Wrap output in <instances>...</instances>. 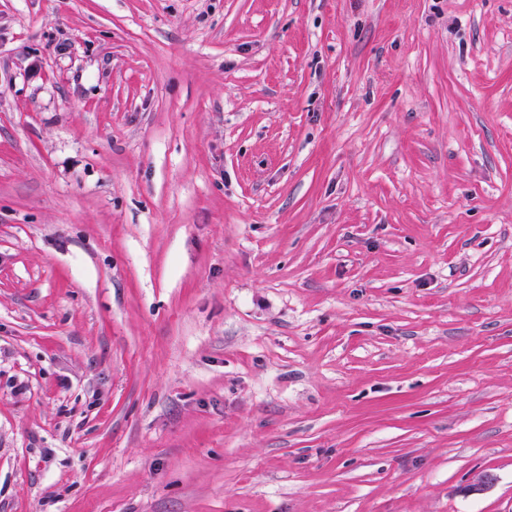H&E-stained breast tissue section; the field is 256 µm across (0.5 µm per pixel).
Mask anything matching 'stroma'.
Returning <instances> with one entry per match:
<instances>
[{
    "mask_svg": "<svg viewBox=\"0 0 512 512\" xmlns=\"http://www.w3.org/2000/svg\"><path fill=\"white\" fill-rule=\"evenodd\" d=\"M0 512H512V0H0Z\"/></svg>",
    "mask_w": 512,
    "mask_h": 512,
    "instance_id": "stroma-1",
    "label": "stroma"
}]
</instances>
